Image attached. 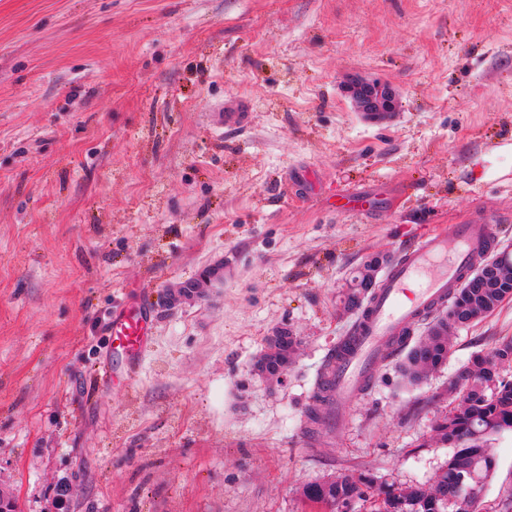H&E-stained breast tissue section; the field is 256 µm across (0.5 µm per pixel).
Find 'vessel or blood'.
<instances>
[{
	"mask_svg": "<svg viewBox=\"0 0 512 512\" xmlns=\"http://www.w3.org/2000/svg\"><path fill=\"white\" fill-rule=\"evenodd\" d=\"M498 224V218L488 214L477 215L468 224H444L395 256L349 336L336 345V358L325 378L330 404L322 425L342 420L347 402L370 384L381 361L393 357L399 336L441 311L453 290L497 248ZM149 320L150 311L141 303L108 322L110 346L124 351L127 374L139 369Z\"/></svg>",
	"mask_w": 512,
	"mask_h": 512,
	"instance_id": "vessel-or-blood-1",
	"label": "vessel or blood"
}]
</instances>
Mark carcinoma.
<instances>
[{
  "instance_id": "1",
  "label": "carcinoma",
  "mask_w": 512,
  "mask_h": 512,
  "mask_svg": "<svg viewBox=\"0 0 512 512\" xmlns=\"http://www.w3.org/2000/svg\"><path fill=\"white\" fill-rule=\"evenodd\" d=\"M512 296V257L503 254L496 276L478 288H462L449 300L447 309L429 324L425 336L412 341L402 374L409 382L419 381L429 370L448 359L449 339L460 329L494 311L503 296ZM297 337L284 328L268 338L270 353L266 369L273 373L293 358ZM512 338L499 340L487 353L474 354L457 374L459 402L436 424L437 439L455 451L427 488L376 485L365 475H344L310 485L304 496L311 502L334 510L348 501H379L375 512H480V500L458 486L461 475L471 474L470 482H484L492 477L495 459L487 441L494 435L512 431Z\"/></svg>"
}]
</instances>
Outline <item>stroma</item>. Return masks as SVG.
I'll return each mask as SVG.
<instances>
[{
    "label": "stroma",
    "mask_w": 512,
    "mask_h": 512,
    "mask_svg": "<svg viewBox=\"0 0 512 512\" xmlns=\"http://www.w3.org/2000/svg\"><path fill=\"white\" fill-rule=\"evenodd\" d=\"M353 77L397 112L367 122ZM480 213L512 252V0H0V488L18 512H330L304 488L428 484L450 383L512 337V298L418 385L399 354L337 430L307 417L354 270ZM133 302L130 376L105 333ZM282 327L277 382L252 365ZM490 446L480 509L505 512L512 432ZM348 91L357 110L367 118H378L396 110V94L381 80L354 77L348 84ZM224 265L220 263L218 265H210L201 269L196 279L187 282L182 285L177 294H173L174 298H197L200 297L198 293V283L203 282H214L223 278ZM191 288V289H186ZM149 320L150 311L141 302L132 310L114 315L108 322L110 349L121 348L125 352V370L128 375L135 374L139 369ZM297 344V336L290 329L278 330L268 338L270 353L267 354L266 369L274 373L283 363L293 358Z\"/></svg>",
    "instance_id": "35a3bbf8"
}]
</instances>
